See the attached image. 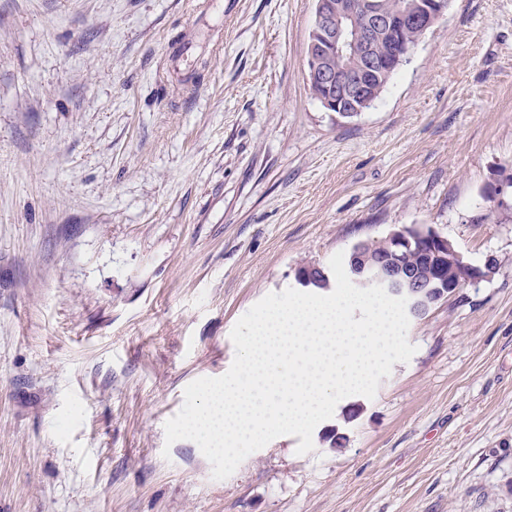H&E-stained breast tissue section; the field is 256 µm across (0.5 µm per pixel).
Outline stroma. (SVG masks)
Returning <instances> with one entry per match:
<instances>
[{
    "label": "stroma",
    "mask_w": 512,
    "mask_h": 512,
    "mask_svg": "<svg viewBox=\"0 0 512 512\" xmlns=\"http://www.w3.org/2000/svg\"><path fill=\"white\" fill-rule=\"evenodd\" d=\"M314 9L0 0V512H512V0H449L351 117L310 91ZM411 225L496 267L375 398L224 480L166 445L256 302Z\"/></svg>",
    "instance_id": "35a3bbf8"
}]
</instances>
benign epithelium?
I'll list each match as a JSON object with an SVG mask.
<instances>
[{"instance_id":"obj_1","label":"benign epithelium","mask_w":512,"mask_h":512,"mask_svg":"<svg viewBox=\"0 0 512 512\" xmlns=\"http://www.w3.org/2000/svg\"><path fill=\"white\" fill-rule=\"evenodd\" d=\"M447 8L448 0H420L417 8L404 14L401 21L424 34ZM354 14L350 3L338 10L331 0H317L307 52L312 81L324 91L322 105L346 116L363 111L369 89L361 76H352L345 82L336 80L332 62L360 48L366 52L368 67L380 63L379 57L368 49L364 30L354 23ZM384 242L385 251L370 262L366 243L353 247L349 256L352 281L357 284L374 281L388 294L406 298L407 307L414 315L423 313L431 304L461 287L448 279V260L468 269L470 283L489 277L494 270L490 261L482 268L467 262L447 238L430 228L403 226L389 233ZM324 275L320 266L304 265L297 270L296 278L301 286L308 287Z\"/></svg>"}]
</instances>
